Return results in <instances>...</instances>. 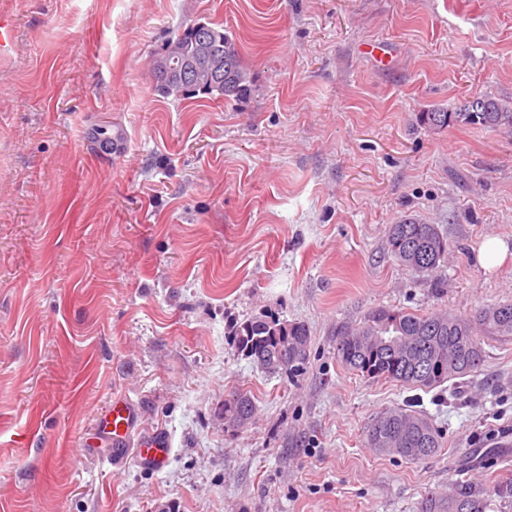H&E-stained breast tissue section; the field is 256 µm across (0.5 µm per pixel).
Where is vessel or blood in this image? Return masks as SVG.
Listing matches in <instances>:
<instances>
[{
  "instance_id": "vessel-or-blood-1",
  "label": "vessel or blood",
  "mask_w": 512,
  "mask_h": 512,
  "mask_svg": "<svg viewBox=\"0 0 512 512\" xmlns=\"http://www.w3.org/2000/svg\"><path fill=\"white\" fill-rule=\"evenodd\" d=\"M139 411L128 399L117 397L99 415L93 436L85 438L84 448L109 446L111 460L123 461L127 452H134L139 464L151 470L163 469L169 462L172 448L169 437L162 432L139 434Z\"/></svg>"
}]
</instances>
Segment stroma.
I'll return each mask as SVG.
<instances>
[{
  "mask_svg": "<svg viewBox=\"0 0 512 512\" xmlns=\"http://www.w3.org/2000/svg\"><path fill=\"white\" fill-rule=\"evenodd\" d=\"M0 512H419L452 484L512 479V340L431 391L336 359L375 308L470 315L512 302V135L422 112L512 107V0H0ZM194 22L224 29L247 98L165 97L152 65ZM376 42L380 67L363 54ZM127 150L106 157L116 128ZM437 225L445 287L389 253L390 224ZM505 243L481 266L486 238ZM310 331L306 371L270 374L229 330ZM241 392L252 424L224 425ZM166 433V467L81 444L114 396ZM444 437L381 455L378 413ZM488 512H512L493 496ZM365 441L380 454L415 461L438 452L442 433L423 413L397 408L381 412L371 420L365 430Z\"/></svg>",
  "mask_w": 512,
  "mask_h": 512,
  "instance_id": "1",
  "label": "stroma"
}]
</instances>
